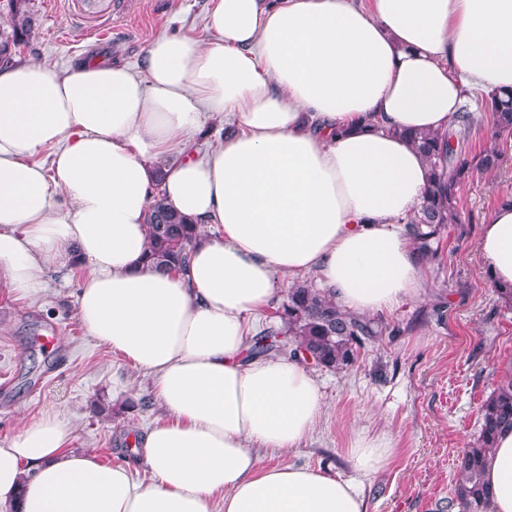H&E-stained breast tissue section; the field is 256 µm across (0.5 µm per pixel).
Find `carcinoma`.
Returning <instances> with one entry per match:
<instances>
[{
    "instance_id": "carcinoma-1",
    "label": "carcinoma",
    "mask_w": 512,
    "mask_h": 512,
    "mask_svg": "<svg viewBox=\"0 0 512 512\" xmlns=\"http://www.w3.org/2000/svg\"><path fill=\"white\" fill-rule=\"evenodd\" d=\"M9 2L10 30L0 31V60L6 61L35 25L29 0ZM480 110L492 115L491 138L512 137V94L491 93L481 99ZM475 125L472 113L459 112L454 119V129L449 132L406 134L430 168L423 199L406 220L409 239L427 260L436 257L440 236L448 225L462 223L458 208L461 185L474 173L494 171L502 163V153L495 145L471 159L466 157V144ZM146 224L145 262L159 271L183 270L199 234L198 225L175 212L162 195L155 196L148 206ZM278 318L279 328L263 330L252 340L253 356L287 351L290 358L301 363L303 353L307 352L317 366L342 369L356 363L365 341L387 330L380 321L343 311L305 280L289 288L288 301ZM507 426L512 427L511 375L500 379L481 407L479 436L476 443L461 454V479L448 506H457L458 512H482L487 495L483 481L484 459L498 432Z\"/></svg>"
}]
</instances>
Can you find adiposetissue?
Wrapping results in <instances>:
<instances>
[{"label":"adipose tissue","instance_id":"adipose-tissue-1","mask_svg":"<svg viewBox=\"0 0 512 512\" xmlns=\"http://www.w3.org/2000/svg\"><path fill=\"white\" fill-rule=\"evenodd\" d=\"M201 42L162 37L143 69L85 61L60 74L0 64V280L39 296L48 268L89 266L77 315L152 379L167 420L137 435L134 478L73 452L42 415L0 444V507L14 512H366L360 486L289 453L324 412L315 376L253 357L254 322L282 278L314 274L354 315L425 296L404 231L429 181L407 130H447L465 97L512 91V0H214ZM223 141L187 155L205 115ZM54 148L51 166L36 162ZM202 231L185 270L147 267L154 186ZM487 279L512 287V205L478 240ZM356 436L353 469L390 460ZM486 512H512V428L486 456Z\"/></svg>","mask_w":512,"mask_h":512}]
</instances>
